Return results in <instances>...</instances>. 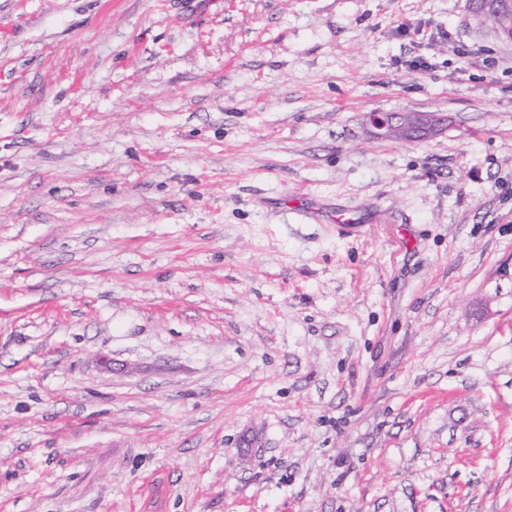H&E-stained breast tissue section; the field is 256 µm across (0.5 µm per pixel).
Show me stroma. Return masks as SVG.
I'll return each mask as SVG.
<instances>
[{
	"label": "stroma",
	"mask_w": 512,
	"mask_h": 512,
	"mask_svg": "<svg viewBox=\"0 0 512 512\" xmlns=\"http://www.w3.org/2000/svg\"><path fill=\"white\" fill-rule=\"evenodd\" d=\"M0 512H512V42L0 0ZM372 138L424 140L448 129V117L435 112H382L364 115Z\"/></svg>",
	"instance_id": "obj_1"
}]
</instances>
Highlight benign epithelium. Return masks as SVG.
I'll list each match as a JSON object with an SVG mask.
<instances>
[{"instance_id": "7a95c632", "label": "benign epithelium", "mask_w": 512, "mask_h": 512, "mask_svg": "<svg viewBox=\"0 0 512 512\" xmlns=\"http://www.w3.org/2000/svg\"><path fill=\"white\" fill-rule=\"evenodd\" d=\"M471 5L478 12L496 15L499 23L494 32L500 39L512 42V0H472ZM364 118L371 137L376 140H424L448 129V117L435 112L376 110L365 113Z\"/></svg>"}]
</instances>
